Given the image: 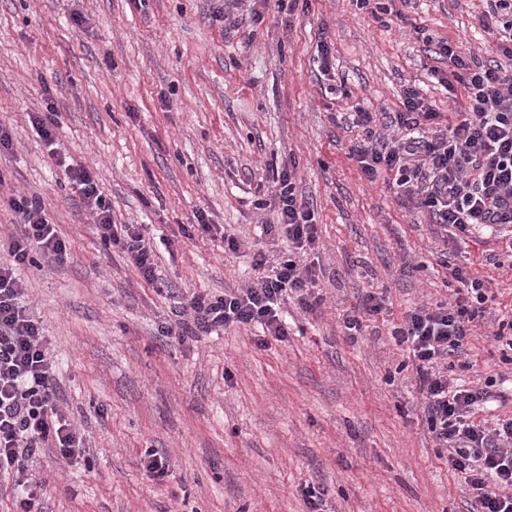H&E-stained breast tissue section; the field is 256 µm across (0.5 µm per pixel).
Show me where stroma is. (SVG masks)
I'll list each match as a JSON object with an SVG mask.
<instances>
[{"mask_svg": "<svg viewBox=\"0 0 512 512\" xmlns=\"http://www.w3.org/2000/svg\"><path fill=\"white\" fill-rule=\"evenodd\" d=\"M485 0H308L289 11L252 0L239 24L224 0H0V247L20 226L11 196H37L66 256L33 251L18 276L56 362L61 407L85 436L81 457L33 460L44 512H306L305 486L326 512H466L468 492L422 419L407 355L389 334L415 304L454 299L446 263L485 280L512 315V252L498 233L450 236L368 181L349 156L355 112L401 110L418 88L433 109L454 105L433 75L435 50L496 58ZM332 69L322 74L317 44ZM54 126L57 149L33 121ZM92 168L119 224L153 238L156 284L106 245L59 158ZM298 166L319 248L308 261L322 306L287 305L289 337L256 348L253 326L178 343L160 330L195 293L256 278L273 167ZM241 240L192 239L196 212ZM384 308L357 336L341 317L367 292ZM480 321L451 379L483 386L478 420L512 418V349ZM168 454L151 478L145 449Z\"/></svg>", "mask_w": 512, "mask_h": 512, "instance_id": "1", "label": "stroma"}]
</instances>
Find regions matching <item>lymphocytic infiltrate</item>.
I'll use <instances>...</instances> for the list:
<instances>
[{
	"label": "lymphocytic infiltrate",
	"instance_id": "1",
	"mask_svg": "<svg viewBox=\"0 0 512 512\" xmlns=\"http://www.w3.org/2000/svg\"><path fill=\"white\" fill-rule=\"evenodd\" d=\"M481 22L505 35L497 47L500 61L476 62L447 41L439 47L455 80L448 89L458 97L453 118L444 119L410 88L401 111L386 122L370 112L357 113L355 123L364 135L349 152L366 178L386 177L399 203L420 209L455 233L512 228V0H487ZM65 173L90 209L101 240L121 250L143 280L154 283L155 246L141 226L113 221L90 168L69 166ZM296 179L295 161L274 170L268 207L277 221L264 227L265 234L287 240V253L273 264L265 253H256L254 265L262 276L221 295L192 296L187 308L175 311L162 328L163 336L196 342L256 325L262 333L253 343L263 348L273 340L287 341V300L308 309L321 305L312 268L302 262L319 244L315 210L299 197ZM10 207L23 229L10 240L7 259L0 260V474L13 476L20 490L18 512H42L37 494L42 480L29 460L46 448L71 460L82 453L83 439L57 401L53 356L16 270L32 263L33 249L61 256L70 244L36 197L16 195ZM448 273L465 286V294L407 310L390 336L415 368L422 419L439 448L447 450L451 470L463 477L474 512H512V418L493 425L476 420L475 411L491 390L451 384L445 367L461 353L494 296L481 279L459 266L449 265Z\"/></svg>",
	"mask_w": 512,
	"mask_h": 512
}]
</instances>
